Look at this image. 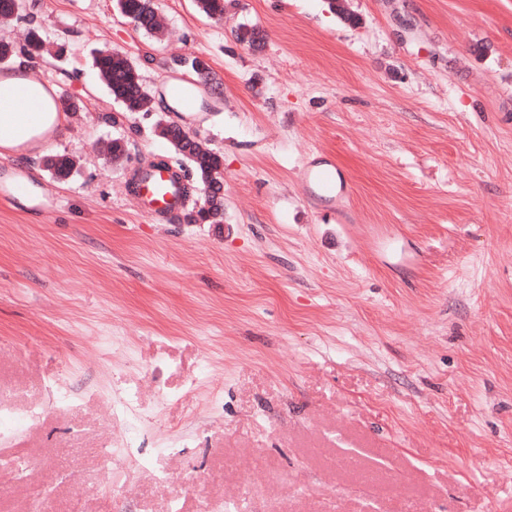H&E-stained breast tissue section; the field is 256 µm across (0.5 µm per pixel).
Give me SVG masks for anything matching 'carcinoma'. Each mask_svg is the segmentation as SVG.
Segmentation results:
<instances>
[{"label":"carcinoma","mask_w":512,"mask_h":512,"mask_svg":"<svg viewBox=\"0 0 512 512\" xmlns=\"http://www.w3.org/2000/svg\"><path fill=\"white\" fill-rule=\"evenodd\" d=\"M120 11L129 15V19L138 23V28L147 33L155 32L153 19L155 8L152 0H116ZM198 8L207 16L220 20L224 17V0H197ZM45 47V35L33 29L28 33L25 50L28 55L42 56ZM101 80L110 96L118 101L126 112H147L151 102L142 93L144 79L139 68L130 64L124 55L109 50H98L92 58ZM190 167L201 186L211 183L212 174L223 166L222 157L211 148L200 146L190 148ZM56 177L65 179L70 176L73 163L66 157H55L47 161Z\"/></svg>","instance_id":"cac0c4a2"}]
</instances>
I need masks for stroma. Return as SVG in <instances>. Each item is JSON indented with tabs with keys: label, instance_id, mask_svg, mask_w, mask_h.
Returning a JSON list of instances; mask_svg holds the SVG:
<instances>
[{
	"label": "stroma",
	"instance_id": "35a3bbf8",
	"mask_svg": "<svg viewBox=\"0 0 512 512\" xmlns=\"http://www.w3.org/2000/svg\"><path fill=\"white\" fill-rule=\"evenodd\" d=\"M18 3L0 40L46 34L31 68L80 110L13 156L39 207L0 203V397L46 409L0 512H512V0H153L157 34L114 0ZM100 49L152 111L112 100ZM176 79L202 108L165 111ZM161 118L222 156V223L139 213L133 171L182 162ZM332 159L331 213L307 174ZM58 380L82 399L52 408ZM126 386L188 447L109 456ZM101 80L110 96L118 101L124 112H148L151 102L142 93L144 79L139 68L131 65L124 55L109 50H98L92 58Z\"/></svg>",
	"mask_w": 512,
	"mask_h": 512
}]
</instances>
